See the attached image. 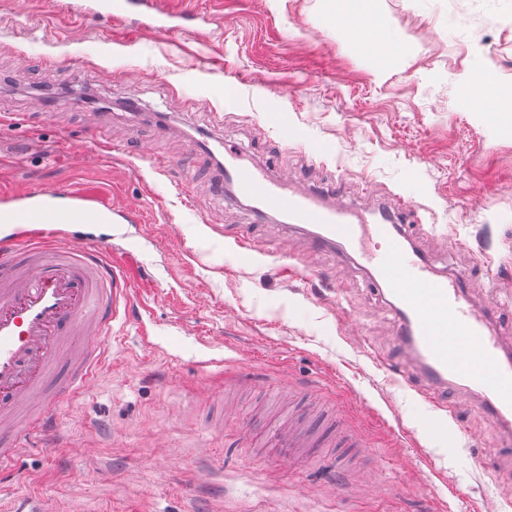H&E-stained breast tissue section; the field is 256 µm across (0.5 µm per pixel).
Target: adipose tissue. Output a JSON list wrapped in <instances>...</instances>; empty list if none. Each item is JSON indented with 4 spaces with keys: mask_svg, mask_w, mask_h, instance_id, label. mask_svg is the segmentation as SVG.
<instances>
[{
    "mask_svg": "<svg viewBox=\"0 0 512 512\" xmlns=\"http://www.w3.org/2000/svg\"><path fill=\"white\" fill-rule=\"evenodd\" d=\"M376 0H331L333 31L345 42L375 63L378 74H386L388 63L403 53L404 46L393 32L383 13L375 7ZM489 67H468L463 74V87L480 97L484 109L505 123L512 122V91L490 90L483 77Z\"/></svg>",
    "mask_w": 512,
    "mask_h": 512,
    "instance_id": "adipose-tissue-1",
    "label": "adipose tissue"
}]
</instances>
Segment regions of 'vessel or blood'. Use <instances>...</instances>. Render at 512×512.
I'll use <instances>...</instances> for the list:
<instances>
[{"instance_id": "1", "label": "vessel or blood", "mask_w": 512, "mask_h": 512, "mask_svg": "<svg viewBox=\"0 0 512 512\" xmlns=\"http://www.w3.org/2000/svg\"><path fill=\"white\" fill-rule=\"evenodd\" d=\"M221 177L256 211L275 210L292 224H312L315 246L336 244L372 270L371 284L394 310L400 342L430 390L458 384L480 398L502 436L512 440V350L491 315L476 311L460 280L438 274L412 246L395 211L376 215L336 203L330 191L299 190L270 178L231 143H223ZM49 192H39L37 209H0L10 228L0 237V421L14 417L38 392L62 358L72 376L47 395L38 415L10 432L0 447L4 469L26 435H45L59 401L86 382L110 343L111 323L130 306L124 271L112 248L73 246L65 221L81 222L100 211L84 203L59 212ZM306 437L278 436L280 462L295 464Z\"/></svg>"}]
</instances>
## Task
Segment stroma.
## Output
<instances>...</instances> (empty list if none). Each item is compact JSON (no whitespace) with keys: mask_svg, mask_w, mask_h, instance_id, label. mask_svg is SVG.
<instances>
[{"mask_svg":"<svg viewBox=\"0 0 512 512\" xmlns=\"http://www.w3.org/2000/svg\"><path fill=\"white\" fill-rule=\"evenodd\" d=\"M168 31L88 16L92 0H0V207L53 189L107 210L143 319L59 405L58 446L28 436L0 512H512V455L480 400L454 418L402 384L398 323L364 270L220 185L229 138L300 189L411 199L400 220L480 310L512 292V126L464 97L468 62L512 84V0H378L410 50L384 78L339 43L328 0H158ZM210 23L186 32L185 18ZM138 102V110L127 107ZM300 136L284 137L285 128ZM159 161L166 170L156 169ZM237 232L261 245L246 257ZM313 410L323 440L279 465L268 439Z\"/></svg>","mask_w":512,"mask_h":512,"instance_id":"obj_1","label":"stroma"}]
</instances>
